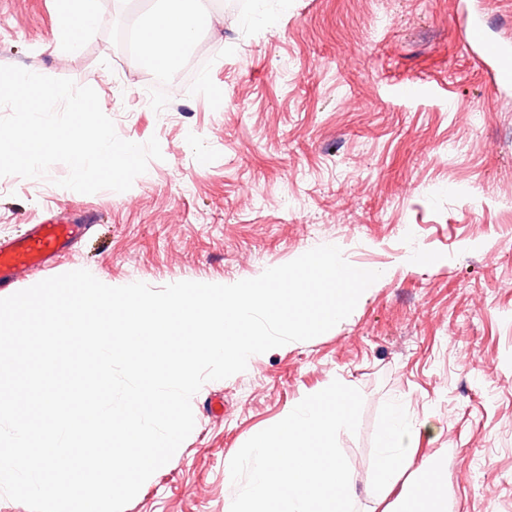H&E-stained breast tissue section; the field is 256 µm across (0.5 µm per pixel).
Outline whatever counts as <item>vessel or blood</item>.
I'll return each instance as SVG.
<instances>
[{
	"label": "vessel or blood",
	"instance_id": "obj_1",
	"mask_svg": "<svg viewBox=\"0 0 512 512\" xmlns=\"http://www.w3.org/2000/svg\"><path fill=\"white\" fill-rule=\"evenodd\" d=\"M466 43L474 56L493 62V84L512 80V49L488 41L480 20L469 24ZM93 221V215L88 212L54 215L28 225L19 236L0 241V290L18 288L36 273L50 269L86 236Z\"/></svg>",
	"mask_w": 512,
	"mask_h": 512
}]
</instances>
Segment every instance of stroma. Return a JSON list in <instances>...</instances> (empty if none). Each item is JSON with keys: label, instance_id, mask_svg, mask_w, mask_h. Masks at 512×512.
<instances>
[{"label": "stroma", "instance_id": "stroma-1", "mask_svg": "<svg viewBox=\"0 0 512 512\" xmlns=\"http://www.w3.org/2000/svg\"><path fill=\"white\" fill-rule=\"evenodd\" d=\"M111 2L62 55L47 47L56 0H0V65L91 86L118 136L157 137L163 158L122 193L58 187L62 164L0 177V237L95 211L54 272L110 286L232 283L326 244L386 272L326 333L204 383L175 463L124 512H224L227 462L335 380L364 398L357 433L338 435L356 512H382L371 489L394 406L414 425L405 480L436 455L456 512H512V85L493 87L465 41L478 15L512 46V0H209L214 24L188 47L209 57L160 109L117 37L129 0Z\"/></svg>", "mask_w": 512, "mask_h": 512}]
</instances>
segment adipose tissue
<instances>
[{
	"label": "adipose tissue",
	"mask_w": 512,
	"mask_h": 512,
	"mask_svg": "<svg viewBox=\"0 0 512 512\" xmlns=\"http://www.w3.org/2000/svg\"><path fill=\"white\" fill-rule=\"evenodd\" d=\"M58 14L57 49H76L89 31V22L95 15V0H59ZM212 24L213 17L202 0H196L191 7L186 5L185 0H168L166 9L157 14L140 33L142 44L150 52L151 66L169 69L182 55L186 43L198 31L211 28ZM412 428V423L399 408L389 411L381 432L382 464L376 491L389 494L397 487L401 470L396 460L408 451L407 441Z\"/></svg>",
	"instance_id": "obj_1"
}]
</instances>
